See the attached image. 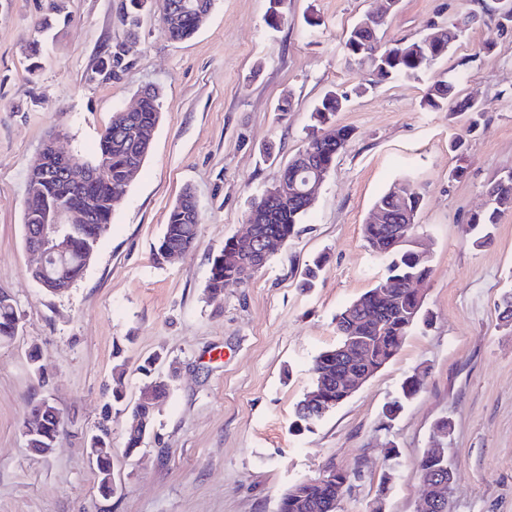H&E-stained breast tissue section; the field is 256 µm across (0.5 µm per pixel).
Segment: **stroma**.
<instances>
[{
  "instance_id": "1",
  "label": "stroma",
  "mask_w": 512,
  "mask_h": 512,
  "mask_svg": "<svg viewBox=\"0 0 512 512\" xmlns=\"http://www.w3.org/2000/svg\"><path fill=\"white\" fill-rule=\"evenodd\" d=\"M126 3L0 0V288L21 315L18 334L0 343V512H277L285 489L329 466L360 472L339 512H370L378 498L384 512H420L415 462L444 417L454 425L443 442L456 474L448 512H512V326L496 307L512 288V211L480 249L470 223L488 182L512 169V27L467 30L433 73L371 85L345 41L377 0H281L275 28L270 0H214L183 41L169 38L155 6L129 28ZM473 6L399 0L379 37L414 41ZM117 45L126 69L92 78ZM437 73L454 80L457 101L482 105L473 131L455 103L423 106ZM148 85L161 91L149 156L81 277L46 293L24 245L37 154L52 136L61 151L93 160L113 112ZM330 91L348 96L336 123L351 137L298 235L247 282L209 295L213 255L244 231L252 201L306 144L311 113ZM286 97L290 109L278 111ZM461 133L458 154L448 144ZM458 167L463 177L452 178ZM402 180L422 196L414 238L431 256L419 289L433 322L311 429L296 428L313 361L339 341L336 312L385 274L363 226ZM187 189L199 208L197 242L178 260L158 258L169 211ZM320 254L319 278L302 287L305 263ZM415 373L420 390L384 426V405ZM151 374L171 388L130 455L131 409ZM45 397L63 427L52 454L39 457L21 422ZM103 428L117 485L107 498L85 452ZM391 444L397 457L386 454Z\"/></svg>"
}]
</instances>
